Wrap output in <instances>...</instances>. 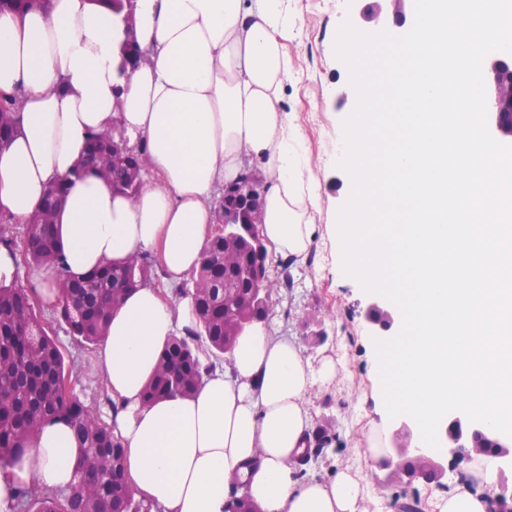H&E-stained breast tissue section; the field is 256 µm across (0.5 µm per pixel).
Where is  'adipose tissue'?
I'll use <instances>...</instances> for the list:
<instances>
[{
  "instance_id": "ef3b65f1",
  "label": "adipose tissue",
  "mask_w": 512,
  "mask_h": 512,
  "mask_svg": "<svg viewBox=\"0 0 512 512\" xmlns=\"http://www.w3.org/2000/svg\"><path fill=\"white\" fill-rule=\"evenodd\" d=\"M291 0H52L49 10L0 12V92L23 90L12 138L0 145V215L24 223L57 182L67 186L55 218L71 275L150 251L169 281L200 265L215 198L258 162L260 231L269 251L303 265L315 241L320 185L291 113L280 103L291 58ZM134 39L145 53L123 62ZM120 124L152 177L136 198L83 168L93 133ZM191 298L150 284L114 308L94 352L115 410L125 474L163 512H224L239 477L260 512H384L383 496L355 462L328 477H300L312 393L334 384L343 356L312 365L301 344L264 322L238 336L230 363L179 399L144 402L160 356L195 324ZM81 454L73 428L40 425L9 475L0 512L19 486L65 491ZM498 460L478 456L445 489H421L425 512H491Z\"/></svg>"
}]
</instances>
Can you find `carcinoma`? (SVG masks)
I'll return each mask as SVG.
<instances>
[{
    "label": "carcinoma",
    "mask_w": 512,
    "mask_h": 512,
    "mask_svg": "<svg viewBox=\"0 0 512 512\" xmlns=\"http://www.w3.org/2000/svg\"><path fill=\"white\" fill-rule=\"evenodd\" d=\"M16 99L0 100V126L14 129ZM115 133L94 134L86 161L118 190L136 195L145 185L112 151ZM64 187L49 190L46 200L27 230L21 260L31 266H48L56 272L61 291L57 321L74 340L95 345L108 326L112 309L125 294L151 279L157 257L144 252L126 261L107 263L87 276L73 280L64 268L53 232V219ZM255 259L242 249L232 259L234 271L224 270V241L208 239L199 269L183 283L179 295L192 298L196 327L176 336L165 348L157 370L144 389V401L176 399L193 394L205 372L215 362H230L229 354L246 322L268 319L272 309H260L248 292L243 271ZM34 292L17 281L0 284V471L19 460L23 443L46 420L64 417L82 445L76 482L67 491L49 493L35 485L18 489L13 507L23 512H59L63 500L74 512H154L158 506L140 498L124 476L125 448L112 427L86 406L75 389L57 338L43 328ZM336 436L326 428L311 433L308 447L297 457L296 467L307 472L305 462L327 457ZM227 512H254L244 486L228 500Z\"/></svg>",
    "instance_id": "cac0c4a2"
}]
</instances>
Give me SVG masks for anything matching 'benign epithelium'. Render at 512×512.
<instances>
[{"label":"benign epithelium","mask_w":512,"mask_h":512,"mask_svg":"<svg viewBox=\"0 0 512 512\" xmlns=\"http://www.w3.org/2000/svg\"><path fill=\"white\" fill-rule=\"evenodd\" d=\"M374 5L360 10V17L367 21H380L385 16L386 4L399 9L403 0H373ZM485 84L488 91L487 121L493 137L500 142L512 141V55L503 53L492 57L486 66ZM260 194L259 185L251 173L247 172L241 181L224 188L219 200V211L224 220L216 225V229L224 232V254L233 255L242 247L235 225L236 213L244 202L255 205ZM248 237L255 246L257 262L254 270L249 274L252 295L261 303L269 300L270 294L263 288L267 280L264 250L261 243L257 222L252 221L247 226ZM394 309L391 304L381 298L371 301L365 309L367 322L378 332L391 330L394 324ZM446 439L450 454L456 462L470 457V452L476 449L475 443H482L485 448L499 449L498 456L507 458L512 455V445L508 439L491 427L482 423H472L465 414L451 412L448 414L445 428ZM394 455L413 458L415 469L407 475L405 483L411 485L415 482L433 484L442 481L447 475V467L441 462L428 461V452L416 448L414 431L411 425L403 421L397 429Z\"/></svg>","instance_id":"7a95c632"}]
</instances>
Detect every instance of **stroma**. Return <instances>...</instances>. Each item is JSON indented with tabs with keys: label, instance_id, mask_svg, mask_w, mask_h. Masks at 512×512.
<instances>
[{
	"label": "stroma",
	"instance_id": "obj_1",
	"mask_svg": "<svg viewBox=\"0 0 512 512\" xmlns=\"http://www.w3.org/2000/svg\"><path fill=\"white\" fill-rule=\"evenodd\" d=\"M297 15L296 36L288 43L293 77L285 87L281 109L296 113L307 140L309 164L321 186V224L337 220V211L351 191L349 175L338 168L337 147L342 139V122L356 106V93L349 83L347 67L334 53L336 30L343 20L367 32L399 33L412 26L414 0H404L400 15H388L384 24L365 22L357 0H293ZM272 277L290 278L293 288L273 295L270 321L284 334L296 337L312 363L345 347L350 379L312 397L315 422L331 419L342 440L339 452L329 460L309 464L308 475L324 476L333 465L354 456L367 457L363 444L365 427L354 420L357 407L373 412L368 371L375 357L373 328L364 318L372 301L360 284L346 275L321 270L319 264L283 268L278 256H270ZM57 338L67 365L73 366L76 393L85 405L107 414L109 395L95 369L94 356L58 331Z\"/></svg>",
	"mask_w": 512,
	"mask_h": 512
}]
</instances>
